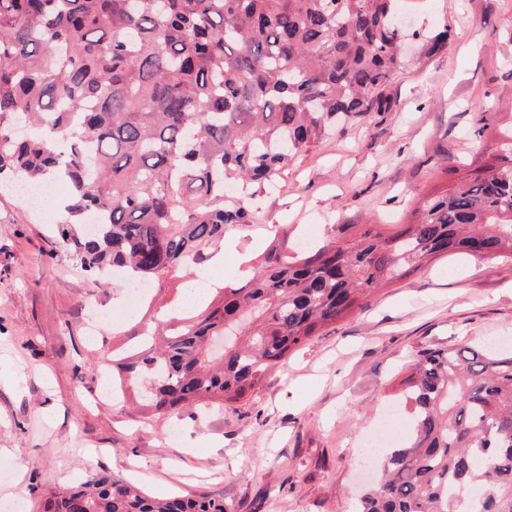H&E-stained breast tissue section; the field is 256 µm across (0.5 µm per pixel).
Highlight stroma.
Listing matches in <instances>:
<instances>
[{
  "label": "stroma",
  "instance_id": "obj_1",
  "mask_svg": "<svg viewBox=\"0 0 512 512\" xmlns=\"http://www.w3.org/2000/svg\"><path fill=\"white\" fill-rule=\"evenodd\" d=\"M413 28L450 33L445 48L410 55L384 89L387 108L294 158L256 198V224H232L196 268L149 282L128 305L122 273L80 269L56 234L63 194L41 210L0 184V512H41L44 498L102 470L150 495L223 500L231 512H354L363 439L397 401L424 348L496 340L512 349V262L467 254L433 259L375 290L364 308L311 337L244 399L223 409L143 421L105 400L96 358L129 345L148 306L179 311L192 279L215 288L253 272L275 233L293 248L344 224L384 234L418 201L444 193L452 170L480 168L512 113V0H404ZM489 109L478 130L475 106ZM223 256L216 273L211 258ZM112 316L89 335L90 314Z\"/></svg>",
  "mask_w": 512,
  "mask_h": 512
}]
</instances>
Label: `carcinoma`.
<instances>
[{"instance_id": "cac0c4a2", "label": "carcinoma", "mask_w": 512, "mask_h": 512, "mask_svg": "<svg viewBox=\"0 0 512 512\" xmlns=\"http://www.w3.org/2000/svg\"><path fill=\"white\" fill-rule=\"evenodd\" d=\"M401 0H0V176L62 181L59 224L84 271L160 279L200 264L295 155L382 106L399 72ZM241 185V194L227 189ZM88 214L97 232L84 233ZM415 222L288 254L275 235L217 302L141 320L112 355V390L146 418L253 392L310 337L428 261H512V133L475 176L424 199ZM237 326L219 356L212 337ZM408 439L355 512H512V352L418 351L404 380ZM479 486L477 506L458 490ZM46 512H228L206 495L153 497L116 474L56 492Z\"/></svg>"}]
</instances>
